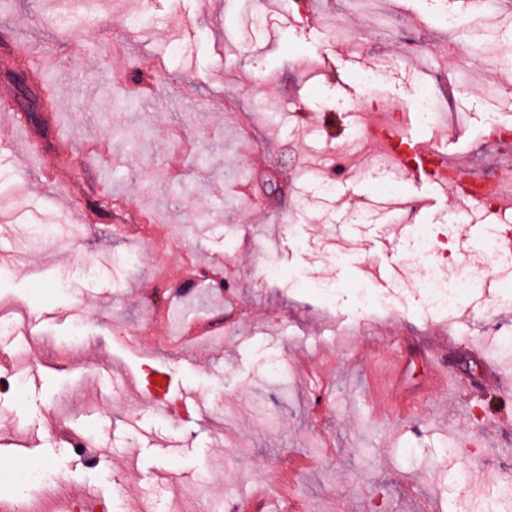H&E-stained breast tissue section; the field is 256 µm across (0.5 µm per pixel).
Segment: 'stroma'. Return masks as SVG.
I'll list each match as a JSON object with an SVG mask.
<instances>
[{
	"mask_svg": "<svg viewBox=\"0 0 512 512\" xmlns=\"http://www.w3.org/2000/svg\"><path fill=\"white\" fill-rule=\"evenodd\" d=\"M62 6L0 12V102L17 110L0 115V244L22 255L0 311L50 315L33 338L0 335V442L111 512H481L512 478V399L468 345L493 357L512 331L495 300L512 265L434 313L402 214L368 176L387 153L356 131L421 83L452 88L465 120L413 134L469 155L488 126L512 129L491 58L512 53V0L468 29L461 72L443 57L452 0H323L343 38L296 0H101L76 33L52 21ZM328 144L345 166L330 193ZM455 205L424 217L446 274L484 259L469 225L512 226V207L463 219ZM33 223L70 240L35 245ZM364 289L388 306L364 307ZM144 364L189 388L196 421L128 391Z\"/></svg>",
	"mask_w": 512,
	"mask_h": 512,
	"instance_id": "obj_1",
	"label": "stroma"
}]
</instances>
